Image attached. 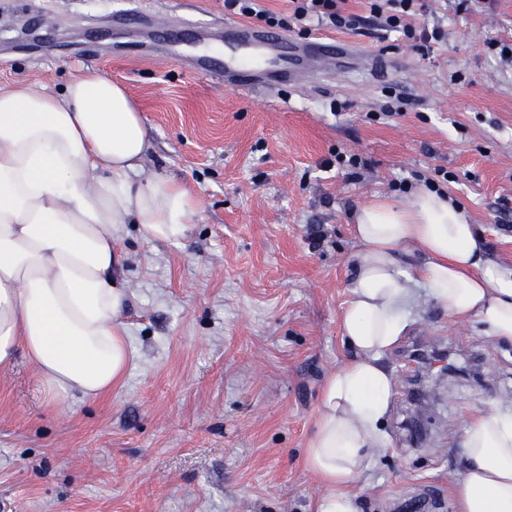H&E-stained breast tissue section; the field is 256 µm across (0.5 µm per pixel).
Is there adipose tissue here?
<instances>
[{
  "label": "adipose tissue",
  "instance_id": "ef3b65f1",
  "mask_svg": "<svg viewBox=\"0 0 512 512\" xmlns=\"http://www.w3.org/2000/svg\"><path fill=\"white\" fill-rule=\"evenodd\" d=\"M150 148L126 90L87 69L59 91L0 88V365L24 352L46 394L88 399L121 385L134 360L121 320L126 225L145 240L187 236L199 205L180 183L135 176ZM352 297L340 320L354 357L320 392L305 463L326 485L315 512H358L353 482L381 428L394 381L382 359L420 292L457 321L512 343V262L488 248L448 193L398 205L373 197L354 218ZM457 512H512V414L480 412L462 441Z\"/></svg>",
  "mask_w": 512,
  "mask_h": 512
}]
</instances>
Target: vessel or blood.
Segmentation results:
<instances>
[{
	"label": "vessel or blood",
	"mask_w": 512,
	"mask_h": 512,
	"mask_svg": "<svg viewBox=\"0 0 512 512\" xmlns=\"http://www.w3.org/2000/svg\"><path fill=\"white\" fill-rule=\"evenodd\" d=\"M209 40L221 41L222 52L193 54V47ZM165 42L170 47H188L186 60L194 69L223 74L226 84L247 93L280 86L302 88L326 73L339 77L357 57L350 41H301L238 21L218 27L193 26L168 35Z\"/></svg>",
	"instance_id": "b4317fda"
}]
</instances>
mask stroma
Returning <instances> with one entry per match:
<instances>
[{"label": "stroma", "mask_w": 512, "mask_h": 512, "mask_svg": "<svg viewBox=\"0 0 512 512\" xmlns=\"http://www.w3.org/2000/svg\"><path fill=\"white\" fill-rule=\"evenodd\" d=\"M428 52L373 26L320 30L399 70L347 83L242 93L113 28L137 5L181 25L224 18V0H0V86L59 89L94 68L121 82L151 140L139 180L167 176L199 200L187 238L121 243L123 312L137 353L106 397L50 399L24 356L0 366V512H314L305 464L324 379L352 356V224L372 194L433 185L458 197L489 247L512 257V0H423ZM363 159L351 168V156ZM383 359L385 431L353 486L358 512L415 498L455 512L471 416L512 411V343L428 298ZM450 353L479 379L426 376L411 345Z\"/></svg>", "instance_id": "stroma-1"}]
</instances>
